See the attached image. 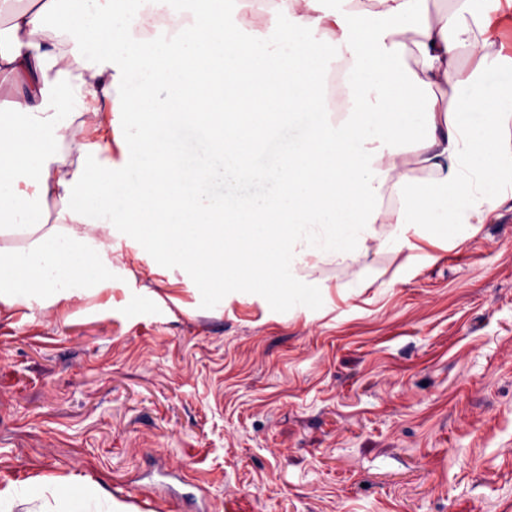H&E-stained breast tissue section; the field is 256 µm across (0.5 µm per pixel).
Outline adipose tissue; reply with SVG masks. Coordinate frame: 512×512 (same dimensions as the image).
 Returning <instances> with one entry per match:
<instances>
[{"mask_svg":"<svg viewBox=\"0 0 512 512\" xmlns=\"http://www.w3.org/2000/svg\"><path fill=\"white\" fill-rule=\"evenodd\" d=\"M423 0H280L263 27L244 21L246 0H165L170 14L191 24L174 41L143 43L132 35L141 0H81L62 31L45 19L59 0H0L7 28L0 30V76L20 83L25 98L19 120L0 123V238L27 229L20 250L0 247L9 264L0 276V304L43 309L65 304L81 283L112 285V242L134 237L168 264H192L205 277L220 273L224 235L204 224V211L236 212L240 196L225 190L210 197L207 178L186 182L179 152L194 148L223 162L239 150L254 153L224 127L214 134L191 114L208 109L188 98L173 64L220 59L224 83L243 73L263 76L275 101L257 112L263 135L288 132L294 141L288 164L276 176L281 187L274 216L283 232L276 244L285 261L325 245L324 225L336 227V258L352 259L373 224H395V248L420 226L438 224L449 238L464 224H487L512 203V56L500 45L497 17L512 0H436L434 19L417 23ZM356 94L343 121H329L335 74ZM75 87L81 112L97 122L77 138L55 107L58 88ZM425 92L424 101L412 91ZM179 111L176 124L156 123ZM117 112L141 116L136 158L113 166L112 150L129 152L116 125ZM392 113L385 121L384 113ZM433 130L414 163L425 174L413 185L398 161L406 135ZM60 206L43 228L40 205ZM125 225L113 224L114 215ZM22 503L31 512H126L100 484L82 481L21 486L0 482V512Z\"/></svg>","mask_w":512,"mask_h":512,"instance_id":"adipose-tissue-1","label":"adipose tissue"}]
</instances>
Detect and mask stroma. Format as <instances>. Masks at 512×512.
Returning a JSON list of instances; mask_svg holds the SVG:
<instances>
[{
	"instance_id": "stroma-1",
	"label": "stroma",
	"mask_w": 512,
	"mask_h": 512,
	"mask_svg": "<svg viewBox=\"0 0 512 512\" xmlns=\"http://www.w3.org/2000/svg\"><path fill=\"white\" fill-rule=\"evenodd\" d=\"M295 263L223 291L112 246L111 289L0 306V480L134 512H512V206L461 241Z\"/></svg>"
}]
</instances>
